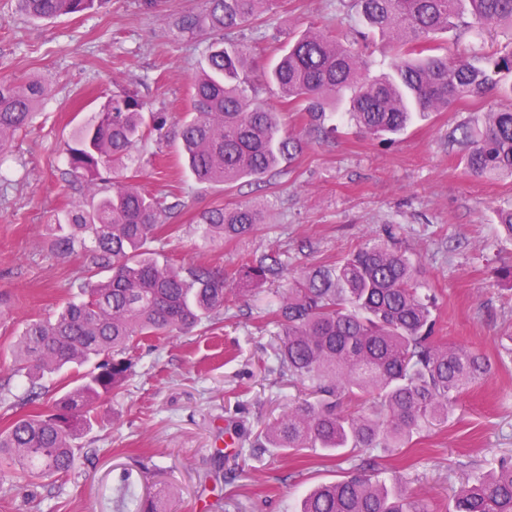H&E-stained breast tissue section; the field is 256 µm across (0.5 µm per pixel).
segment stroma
I'll return each instance as SVG.
<instances>
[{
	"label": "stroma",
	"instance_id": "35a3bbf8",
	"mask_svg": "<svg viewBox=\"0 0 512 512\" xmlns=\"http://www.w3.org/2000/svg\"><path fill=\"white\" fill-rule=\"evenodd\" d=\"M202 0H110L98 12L34 20L16 0H0V79H42L51 92L31 127L0 156V430L18 416L50 409L53 392L20 405L14 344L26 321L53 317L65 284L80 274L78 258L52 255V216L82 200L66 147L101 97L131 91L150 110L182 117L206 42L178 37L174 22ZM316 25L347 39L362 27L341 0H274L243 32L259 66L274 62L290 35ZM465 38L477 52L508 42L505 34L459 27L435 34V55ZM258 102L279 111L303 151L276 174L230 186L198 183L181 165L179 139L148 137L133 150L124 176L151 193L175 192L179 229L164 240L178 264L205 261L232 272L247 255L283 250L296 271L334 262L367 239L393 235L417 267L423 293L437 304L438 340L479 352L486 377L448 411L446 424L406 448L369 458L385 478H399L433 512H451L453 494L490 461L512 460V238L497 211L512 206V180L472 175L449 155L444 135L470 112L512 107L489 95L469 107L416 117L394 140L360 134L342 117L317 136L306 113L285 109L274 89L257 83ZM264 206L253 235L209 242L195 233L211 207ZM263 290L239 301L217 329L154 340L136 352L123 391L75 437L79 458L65 477L32 480L0 465V512H137L138 498L164 492L167 512H295L311 487L340 479L348 464L319 453L293 458L259 449L256 437L303 386L271 373L277 338L259 331L275 303Z\"/></svg>",
	"mask_w": 512,
	"mask_h": 512
}]
</instances>
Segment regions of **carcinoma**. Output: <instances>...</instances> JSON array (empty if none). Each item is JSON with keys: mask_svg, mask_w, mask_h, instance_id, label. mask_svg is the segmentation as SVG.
Segmentation results:
<instances>
[{"mask_svg": "<svg viewBox=\"0 0 512 512\" xmlns=\"http://www.w3.org/2000/svg\"><path fill=\"white\" fill-rule=\"evenodd\" d=\"M106 2L18 0L36 20L85 14ZM270 2L203 0L201 10L177 18L180 34L210 41L190 87L192 113L179 130L186 164L201 184L259 180L303 150L277 113L254 101L251 51L228 38L258 20ZM344 6L389 46L392 73L369 76L366 33L343 43L308 29L289 38L275 66L261 74L283 104L317 121L347 97L349 120L383 140L402 133L416 112H446L493 91L512 98V49L479 54L458 45L446 56L429 54L432 35L466 12L472 27L512 31V0H344ZM44 93L37 79L0 81V150L30 126ZM147 109L136 94L107 96L67 144L69 171L87 183L93 200L54 219L48 249L83 258L86 278L69 283L80 288V298L65 302L56 318L25 324L15 363L29 393L66 366L72 372L51 412L20 416L0 430V459L30 476L74 468L71 441L132 375L135 343L217 325L242 297L286 275L273 255L246 257L229 289L224 271L207 262L159 260L151 243L178 203L114 177L146 135L167 137L171 115L153 112L147 125ZM447 146L472 174L512 179V109L458 122L448 129ZM263 223L261 209L251 204L215 206L196 219L206 241L247 236ZM434 310L413 263L383 240H367L338 263L289 275L265 325L276 328L275 371L290 385L307 386L310 398L289 405L260 433L264 442L257 447L297 455L318 448L350 464L343 478L310 491L298 512H430L398 479L380 478L363 454L405 448L447 423L448 405L488 372L480 353L435 340ZM346 401L360 410L347 411ZM453 512H512V463H493L482 478L461 486Z\"/></svg>", "mask_w": 512, "mask_h": 512, "instance_id": "1", "label": "carcinoma"}]
</instances>
